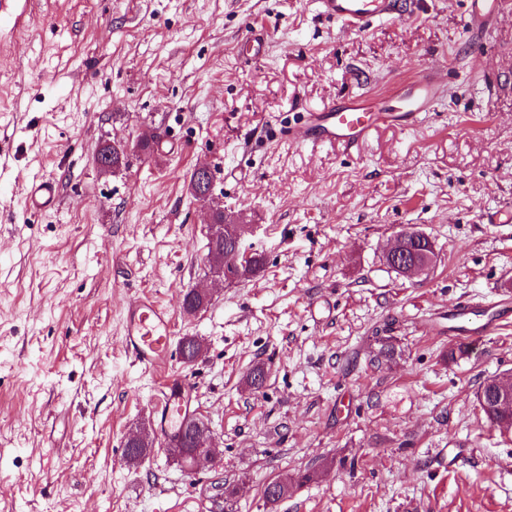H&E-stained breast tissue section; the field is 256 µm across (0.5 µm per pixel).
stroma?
Instances as JSON below:
<instances>
[{
    "instance_id": "35a3bbf8",
    "label": "stroma",
    "mask_w": 512,
    "mask_h": 512,
    "mask_svg": "<svg viewBox=\"0 0 512 512\" xmlns=\"http://www.w3.org/2000/svg\"><path fill=\"white\" fill-rule=\"evenodd\" d=\"M466 10L418 0L350 31L316 0H0V512H512V430L476 399L512 373V324L445 329L458 302L512 297V224L488 222L512 210V0L482 35ZM251 26L270 36L257 60ZM430 68L447 95L417 126L350 150L289 144L307 112ZM105 141L126 167L97 168ZM203 163L245 217L256 275L211 269L207 205L188 192ZM42 178L57 199L27 214ZM405 227L432 239L430 272L384 264ZM194 288L211 302L188 317ZM143 297L172 341H202L197 362L133 359L123 324ZM386 338L395 361L371 365ZM173 374L215 431L198 470L165 448ZM133 433L153 442L136 466ZM275 479L294 486L271 504Z\"/></svg>"
}]
</instances>
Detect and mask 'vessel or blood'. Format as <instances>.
Segmentation results:
<instances>
[{
    "label": "vessel or blood",
    "mask_w": 512,
    "mask_h": 512,
    "mask_svg": "<svg viewBox=\"0 0 512 512\" xmlns=\"http://www.w3.org/2000/svg\"><path fill=\"white\" fill-rule=\"evenodd\" d=\"M317 4L321 14L353 30L362 29L376 20L395 17L401 8L400 0H317ZM503 7L504 0H470L465 19L468 30L474 33L490 30ZM444 97V90L429 71L391 96L351 95L324 111L308 113L304 123L291 130L288 139L299 145L354 146L363 142L373 127L418 122L424 113L435 111ZM54 199L55 185L45 179L32 185L27 208L38 211L51 205ZM470 316L467 304L460 303L449 309V335H482L512 318V304L500 301L494 316L476 324ZM169 323L166 309L151 299L137 300L128 307L124 336L128 350L139 364L152 367L167 358ZM187 386L185 378L171 377L168 391L158 407L162 425H173L177 417L187 414L189 406L184 396Z\"/></svg>",
    "instance_id": "b4317fda"
}]
</instances>
